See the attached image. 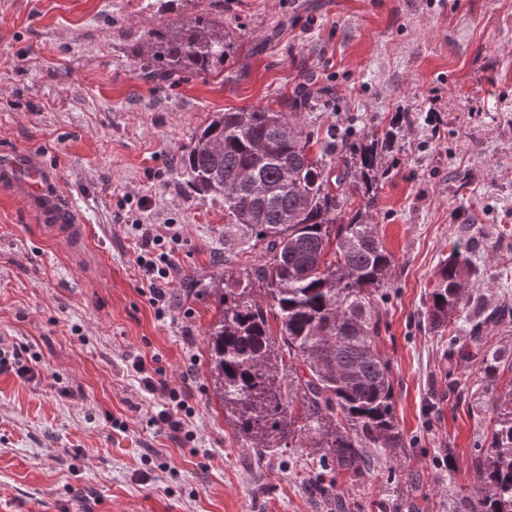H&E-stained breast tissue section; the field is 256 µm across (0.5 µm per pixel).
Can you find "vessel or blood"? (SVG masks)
Instances as JSON below:
<instances>
[{
  "instance_id": "b4317fda",
  "label": "vessel or blood",
  "mask_w": 512,
  "mask_h": 512,
  "mask_svg": "<svg viewBox=\"0 0 512 512\" xmlns=\"http://www.w3.org/2000/svg\"><path fill=\"white\" fill-rule=\"evenodd\" d=\"M0 183L9 185L15 198L45 224L66 221L57 178L32 154L0 158Z\"/></svg>"
}]
</instances>
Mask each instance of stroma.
Masks as SVG:
<instances>
[{"instance_id":"stroma-1","label":"stroma","mask_w":512,"mask_h":512,"mask_svg":"<svg viewBox=\"0 0 512 512\" xmlns=\"http://www.w3.org/2000/svg\"><path fill=\"white\" fill-rule=\"evenodd\" d=\"M198 15L223 30L224 66L148 80L149 34ZM302 83L313 107L299 129L346 136L335 164L395 113L411 118L371 210L393 257L383 348L418 512L472 492L470 451L504 390L479 360L452 365L424 311L452 243L472 239L469 291L510 310L489 343L512 352V0H0V153L34 152L82 226L40 223L0 187V348L34 368L0 373V512H322L307 449L255 463L214 398L204 288L224 271V204L179 166L213 113ZM137 219L180 235L162 315L135 264ZM139 357L184 394L188 434L150 427L159 400ZM385 479L347 486L339 512H377Z\"/></svg>"}]
</instances>
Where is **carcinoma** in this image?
<instances>
[{
    "label": "carcinoma",
    "mask_w": 512,
    "mask_h": 512,
    "mask_svg": "<svg viewBox=\"0 0 512 512\" xmlns=\"http://www.w3.org/2000/svg\"><path fill=\"white\" fill-rule=\"evenodd\" d=\"M224 35L203 17L150 36L144 69L177 79L187 67L224 63ZM311 107L305 86L264 107L217 112L182 155V169L202 199L224 200V274L210 292L220 316L205 342L224 419L260 463L273 448L303 441L319 453L310 494L336 506L341 483L376 470L399 482L400 429L391 362L381 336L393 257L370 207L353 208L382 177V152L397 139L400 114L350 158L328 168L310 154L291 113ZM478 274L467 245L458 241L435 273L425 321L448 338L456 362L481 360L498 382L512 372L505 351L486 347L499 317L470 297ZM469 342L457 343L459 320ZM490 441L470 455L474 492L457 512H512V381L493 401Z\"/></svg>",
    "instance_id": "1"
}]
</instances>
